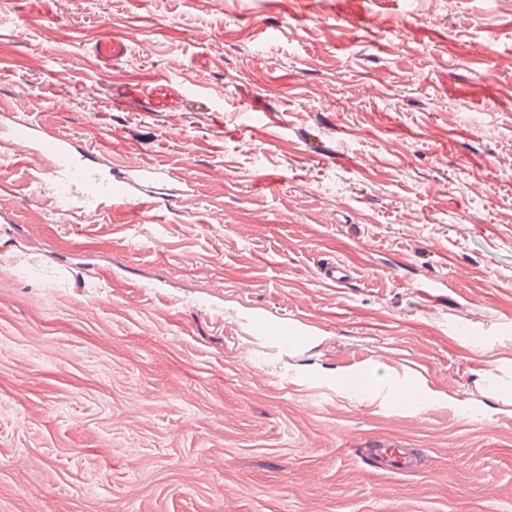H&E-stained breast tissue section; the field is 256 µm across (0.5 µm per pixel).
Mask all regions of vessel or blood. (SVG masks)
<instances>
[{"mask_svg":"<svg viewBox=\"0 0 512 512\" xmlns=\"http://www.w3.org/2000/svg\"><path fill=\"white\" fill-rule=\"evenodd\" d=\"M95 55L104 68L123 59L129 52L124 38L107 35L94 47ZM105 93L113 110L118 112H189L193 109L195 95L184 83L170 77H131L125 82L107 86ZM0 148L28 149L54 157L52 168L43 176H35L37 185L46 187L52 196L54 212L66 223L77 219L102 216L109 209L128 210L135 215L173 209L178 202L175 194L150 192L152 183L165 180V173L147 167L138 161H126L121 174L112 176L96 168L90 154L78 149L65 135L52 134L34 121L16 112L0 114ZM323 283L341 288L352 278L349 266L339 260L327 262L320 270ZM253 335L281 345L297 344L301 332L295 323L257 318L251 321ZM383 401L395 398H412L414 387L407 378L396 384L377 387ZM379 455L386 467L394 473L409 471L415 465L408 449L380 443Z\"/></svg>","mask_w":512,"mask_h":512,"instance_id":"obj_1","label":"vessel or blood"}]
</instances>
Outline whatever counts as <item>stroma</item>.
I'll use <instances>...</instances> for the list:
<instances>
[{
	"instance_id": "obj_1",
	"label": "stroma",
	"mask_w": 512,
	"mask_h": 512,
	"mask_svg": "<svg viewBox=\"0 0 512 512\" xmlns=\"http://www.w3.org/2000/svg\"><path fill=\"white\" fill-rule=\"evenodd\" d=\"M106 34L207 110L112 111ZM20 103L191 188L62 224L0 153V512H512V0H0ZM286 314L305 346L251 334ZM362 363L421 409L337 388ZM94 51L101 65L109 70L112 68V64L117 63L128 54L129 45L124 38L106 35L96 43ZM319 273L323 283L336 288L345 287L352 279L350 267L339 260L327 262ZM379 448H367L369 451L379 454L386 462V468L393 473L407 472L415 466V457L408 448H400L397 445L378 442Z\"/></svg>"
}]
</instances>
